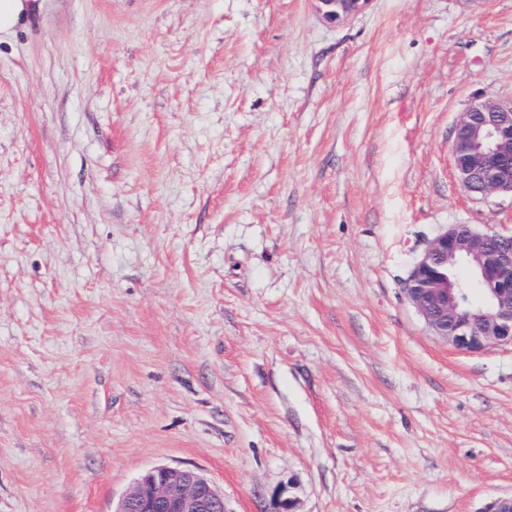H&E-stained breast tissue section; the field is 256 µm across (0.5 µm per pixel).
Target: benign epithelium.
Instances as JSON below:
<instances>
[{"label": "benign epithelium", "mask_w": 512, "mask_h": 512, "mask_svg": "<svg viewBox=\"0 0 512 512\" xmlns=\"http://www.w3.org/2000/svg\"><path fill=\"white\" fill-rule=\"evenodd\" d=\"M322 18L343 22L369 0H316ZM456 177L473 198H512V101L483 96L454 129ZM404 294L434 335L475 354L512 345V233L450 224L427 243ZM114 512H228L224 493L200 471L159 464L143 471Z\"/></svg>", "instance_id": "7a95c632"}]
</instances>
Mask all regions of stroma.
I'll use <instances>...</instances> for the list:
<instances>
[{"label": "stroma", "mask_w": 512, "mask_h": 512, "mask_svg": "<svg viewBox=\"0 0 512 512\" xmlns=\"http://www.w3.org/2000/svg\"><path fill=\"white\" fill-rule=\"evenodd\" d=\"M512 99V0H45L0 36V512H113L157 465L229 512L512 496V346L403 292L512 232L450 152ZM370 0H316L322 18L330 23L343 22L361 12Z\"/></svg>", "instance_id": "35a3bbf8"}]
</instances>
